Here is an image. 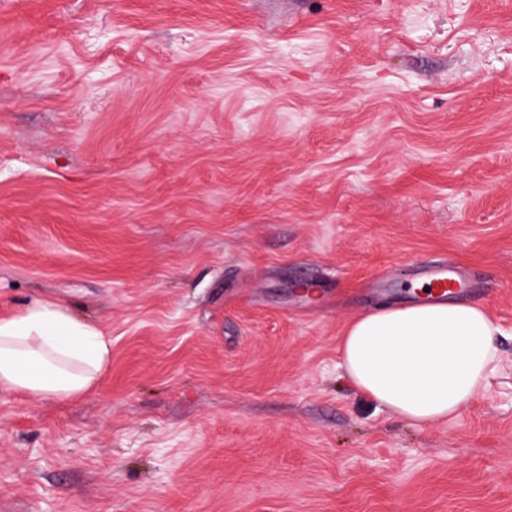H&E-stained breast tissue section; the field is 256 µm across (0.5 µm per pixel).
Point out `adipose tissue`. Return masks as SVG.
Here are the masks:
<instances>
[{
	"instance_id": "obj_1",
	"label": "adipose tissue",
	"mask_w": 512,
	"mask_h": 512,
	"mask_svg": "<svg viewBox=\"0 0 512 512\" xmlns=\"http://www.w3.org/2000/svg\"><path fill=\"white\" fill-rule=\"evenodd\" d=\"M497 333L484 308L458 299L382 304L348 325L342 366L377 405L417 424H444L483 390L498 361ZM110 357L103 331L64 305L36 300L0 317V392L77 398Z\"/></svg>"
}]
</instances>
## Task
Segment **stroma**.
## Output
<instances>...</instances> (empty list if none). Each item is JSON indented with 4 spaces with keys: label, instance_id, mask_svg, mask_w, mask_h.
Returning <instances> with one entry per match:
<instances>
[{
    "label": "stroma",
    "instance_id": "1",
    "mask_svg": "<svg viewBox=\"0 0 512 512\" xmlns=\"http://www.w3.org/2000/svg\"><path fill=\"white\" fill-rule=\"evenodd\" d=\"M438 261L499 360L429 426L339 352ZM36 298L112 357L0 394V512H512V0H0V313Z\"/></svg>",
    "mask_w": 512,
    "mask_h": 512
}]
</instances>
